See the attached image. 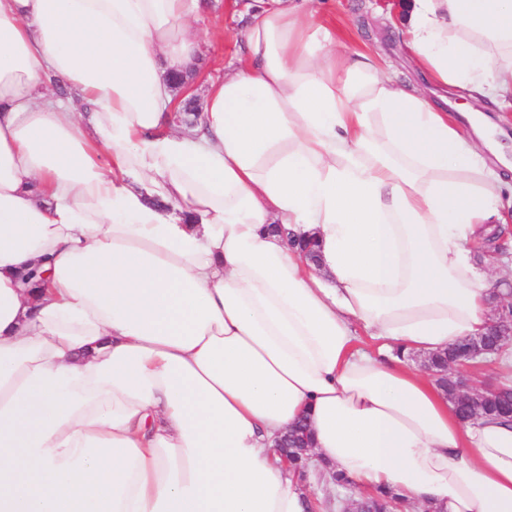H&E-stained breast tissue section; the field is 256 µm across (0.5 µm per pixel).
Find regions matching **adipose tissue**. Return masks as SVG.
Instances as JSON below:
<instances>
[{"label":"adipose tissue","instance_id":"ef3b65f1","mask_svg":"<svg viewBox=\"0 0 512 512\" xmlns=\"http://www.w3.org/2000/svg\"><path fill=\"white\" fill-rule=\"evenodd\" d=\"M201 8L0 0V512H305L273 448L302 419L358 491L512 512V422L413 361L487 332L512 183L313 0H259L176 123ZM400 22L475 126L512 97V0Z\"/></svg>","mask_w":512,"mask_h":512}]
</instances>
